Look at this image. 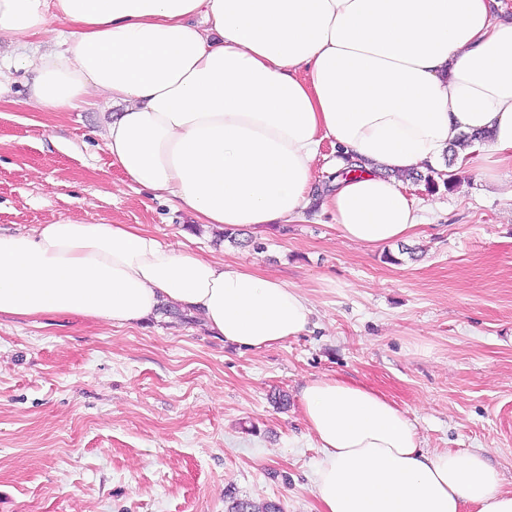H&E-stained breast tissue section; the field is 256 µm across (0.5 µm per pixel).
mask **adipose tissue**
Masks as SVG:
<instances>
[{"label":"adipose tissue","mask_w":512,"mask_h":512,"mask_svg":"<svg viewBox=\"0 0 512 512\" xmlns=\"http://www.w3.org/2000/svg\"><path fill=\"white\" fill-rule=\"evenodd\" d=\"M493 0H0V37L67 24L15 58L27 102L67 112L102 98V136L126 182L218 230L293 224L312 208L375 249L418 210L397 173L512 163V21ZM359 171L311 191L323 142ZM173 305L225 341L262 349L305 332L297 287L136 224L59 221L0 234V314L118 326ZM321 450L322 512H512L482 454L421 448L378 391L314 379L300 391Z\"/></svg>","instance_id":"ef3b65f1"}]
</instances>
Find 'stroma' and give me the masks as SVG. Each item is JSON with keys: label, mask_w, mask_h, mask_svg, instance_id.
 <instances>
[{"label": "stroma", "mask_w": 512, "mask_h": 512, "mask_svg": "<svg viewBox=\"0 0 512 512\" xmlns=\"http://www.w3.org/2000/svg\"><path fill=\"white\" fill-rule=\"evenodd\" d=\"M27 79L11 71L0 97V231L71 219L205 246L190 215L124 181L100 108L40 111ZM456 177L450 191L404 181L422 220L375 250L325 217L216 246L313 306L309 332L266 348L224 342L196 318L1 315L0 512H226L230 492L320 512L321 452L299 398L317 378L381 392L421 448L481 451L512 491V166L494 182Z\"/></svg>", "instance_id": "obj_1"}]
</instances>
